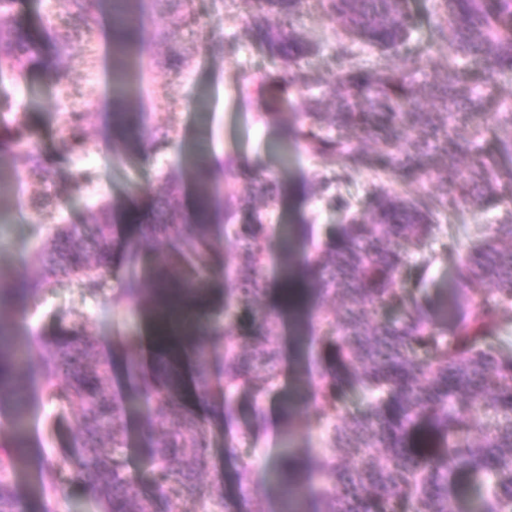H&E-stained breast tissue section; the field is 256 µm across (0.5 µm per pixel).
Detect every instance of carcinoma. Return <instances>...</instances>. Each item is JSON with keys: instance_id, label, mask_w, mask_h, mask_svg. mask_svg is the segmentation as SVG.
Returning a JSON list of instances; mask_svg holds the SVG:
<instances>
[{"instance_id": "carcinoma-1", "label": "carcinoma", "mask_w": 512, "mask_h": 512, "mask_svg": "<svg viewBox=\"0 0 512 512\" xmlns=\"http://www.w3.org/2000/svg\"><path fill=\"white\" fill-rule=\"evenodd\" d=\"M17 0H0V95L4 80L18 85L27 76L39 41L49 42L55 57L70 47L69 36L49 19L37 35L17 15ZM145 0H96L113 15L112 40L120 51L115 66L128 72L127 57L141 53L146 39L140 24ZM255 38L281 62L255 91L276 98L289 89L314 84L300 61L313 50L293 26L303 0H247ZM440 19L432 38L448 44V63L435 82L416 80L422 55L413 53L400 68L386 62L367 66L354 47L364 44L383 53L397 52L407 42L410 16L405 0H325L327 16L347 30L336 41V81L330 94L333 112L321 107L322 97L309 96L294 137L313 155L336 156V179L364 163L360 145L337 139L330 131L350 128L359 138L378 144L375 166L392 183L429 172L438 159L447 190L431 201L409 198L395 188L375 190L366 213L336 226L329 243L297 260L301 281L321 298L338 297L342 314L319 308L307 331L312 350L303 375L319 409L321 439L312 457H290L282 464L280 493L293 512H458L461 481L482 487L479 512H512V358L502 357L490 343L503 318L512 313V210L490 225L489 233L467 247L458 273L461 287L451 290L454 323L449 331L418 308L400 320H379L377 309L397 306L401 295L395 280L407 264L403 244L423 246L435 216L461 203L480 204L512 185V103L494 111L496 152L469 158L455 129L465 127L474 140L489 127L474 123L488 112L487 96L464 83L459 60L484 64L482 83L489 92L512 75V0H438ZM169 44L164 62L179 72L185 57L170 31L159 34ZM85 109L67 113L63 130L81 147ZM112 137L133 150L154 147L153 130L142 112H128L123 101L113 104ZM23 151L35 175L45 172L41 156L23 130L19 115L0 119V163ZM233 158L215 169L205 155L194 164L203 184L194 204H180V174L169 171L164 191L149 195L146 207L128 211L117 203L98 208L94 224H57L40 238L34 262L41 274L14 288H1L0 299L33 302L53 287L60 275L77 277L88 288L102 287L115 251L126 263V296L138 311L152 310L140 288L148 264L144 247L164 238L165 261L156 271L157 285L177 288L185 298L202 299L213 275L223 268L208 262L211 232L221 211L233 223L224 225L234 251L231 298L246 309L265 291L263 270L268 235L261 207L276 202V186L252 178L255 204L232 192H220L218 175L235 178ZM138 224L134 237L119 236V225ZM251 343L245 347L226 336L219 320H200L201 341L188 354L191 377L166 358L147 372L138 360L130 363L137 378L135 392L157 404L150 423L148 464L156 474L155 490L200 504L202 512H226L220 494L205 491L199 476L208 461L205 423L195 411L194 396L218 401L224 423L240 417L242 393L253 399V420L263 416L259 399L273 388L281 373L278 338L265 330L268 314L253 311ZM224 340L222 377L213 383L206 341ZM23 354L0 344V415L8 414L18 432L0 450V512H21L15 478L28 451L20 436L34 400L22 373ZM61 378L57 388L52 381ZM42 385L49 397L62 402L77 419L69 443L73 451L47 466L51 473L67 470L104 512H152L138 479L128 471L122 419L129 403L110 390V362L97 340L73 325L50 340L44 358ZM350 386L365 391L367 406L357 416L343 412L341 396ZM241 497L260 481L242 466L236 476Z\"/></svg>"}]
</instances>
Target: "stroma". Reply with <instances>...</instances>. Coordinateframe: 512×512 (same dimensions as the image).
Wrapping results in <instances>:
<instances>
[{"mask_svg":"<svg viewBox=\"0 0 512 512\" xmlns=\"http://www.w3.org/2000/svg\"><path fill=\"white\" fill-rule=\"evenodd\" d=\"M433 4L434 0H407L413 22L409 47L424 53L419 75L423 82L432 81L448 61L447 45L432 39L438 19ZM79 8L78 0H18L16 4L28 24H36L38 15L45 13L60 28L72 27ZM89 21L97 28L94 37L75 31L68 54L49 70L43 61L50 50L42 48L30 65L26 81L14 88L10 97L8 110L20 113L28 138L42 154L47 176H30L20 151L0 168L1 174L19 183L12 221L0 231V264L15 282L36 275L38 267L32 254L40 233L65 217L78 224L92 223L96 202L102 197H115L126 208H137L145 190L160 189L164 170L180 171V199L189 203L200 190L185 160L192 147L205 146L210 152L237 157L248 166L252 177L277 182L280 195L268 216L272 232L264 269L266 290L258 306L269 313V332L280 342L281 377L277 388L263 401L269 420L261 427L249 425L252 401L247 395L242 398L239 422L229 426L208 422L209 466L204 475L206 484L221 489L231 512H276V493L257 500L239 496L236 474L240 462H255L258 478L270 476L279 482L282 471L258 464V457L285 449L305 457L311 455L318 441L315 404L301 372L308 347L300 334L312 313L313 293L304 289L296 305L284 303L282 288L293 276L283 254L279 228L312 225L314 244L324 245L326 229L343 220L335 195L348 199L353 209L365 210L375 184L384 177L363 167L337 179L335 195L314 196L312 187L319 179L337 178L336 158L311 156L291 136L304 110V95L291 90L274 101L265 96L238 95L245 84L260 80L275 68L248 29L243 0H186L181 6L172 0H154L150 5L143 19L146 31H175L187 66L179 73L169 71L163 64L166 44L149 41L137 60L143 86L128 93L125 105L131 111L148 113L151 125L165 140L147 156L129 150L121 140L106 134L112 122V30L101 12H93ZM294 26L314 46L305 66L317 86L325 87L336 74L333 23L324 16L319 0H308ZM87 101L94 107L82 123L85 147L74 151L63 144L60 129L66 112ZM510 209L512 198L503 196L480 207L462 205L439 213L424 250L410 256L396 281L405 301L439 309L443 287L453 281L463 246ZM141 320L124 295L119 273L99 289L85 287L74 278H59L33 308L0 304V333L9 339L25 332L33 341L26 373L40 376L48 341L76 323L100 341L111 363V390L124 397L131 394L135 383L127 371L130 358L139 359L150 369L162 353L161 347L147 345ZM62 412L61 402L44 394L30 411L27 440L34 443L35 450L16 477L23 512H100L98 502L87 496L74 478L66 480L65 499H55L42 489L47 462L63 453L75 427L74 419H62ZM154 412V405H139L122 421L129 468L142 479L144 490L152 493L153 512H200L196 503L155 492L144 456L146 430Z\"/></svg>","mask_w":512,"mask_h":512,"instance_id":"35a3bbf8","label":"stroma"}]
</instances>
